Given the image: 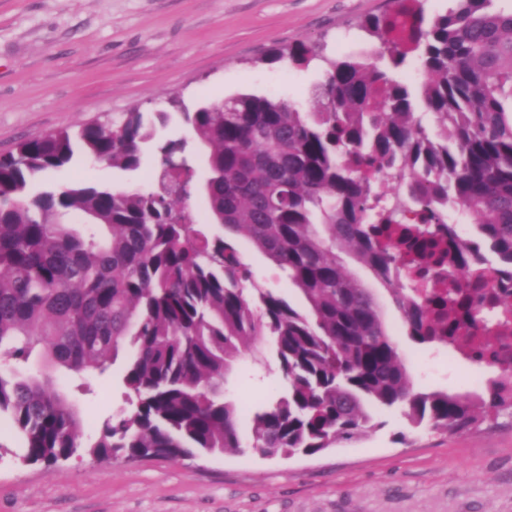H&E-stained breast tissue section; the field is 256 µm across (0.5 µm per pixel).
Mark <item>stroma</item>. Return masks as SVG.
<instances>
[{"mask_svg": "<svg viewBox=\"0 0 512 512\" xmlns=\"http://www.w3.org/2000/svg\"><path fill=\"white\" fill-rule=\"evenodd\" d=\"M390 8L389 0H0V154L97 118L164 110L174 95L191 107L247 93L311 108L323 63L270 64L268 53L300 40L323 45L330 58L369 53L373 44L355 24ZM154 166L150 151L136 171L78 155L32 190L80 179L147 190ZM240 249L258 287L301 305L278 267L248 244ZM350 269L374 293L416 390L464 393L495 378L482 363H458L446 348L415 344L381 283L359 264ZM124 364L117 358L82 379L55 373L86 438L126 408ZM279 385L275 360H239L224 396L243 409L241 436L250 434V411ZM374 417L371 435L315 455L269 458L250 448L179 462L76 455L49 470L21 464L4 415L0 512H512V416L456 434L411 429L395 410Z\"/></svg>", "mask_w": 512, "mask_h": 512, "instance_id": "1", "label": "stroma"}]
</instances>
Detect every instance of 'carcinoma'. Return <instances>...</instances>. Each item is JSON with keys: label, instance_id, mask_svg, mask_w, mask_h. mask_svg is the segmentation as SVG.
<instances>
[{"label": "carcinoma", "instance_id": "cac0c4a2", "mask_svg": "<svg viewBox=\"0 0 512 512\" xmlns=\"http://www.w3.org/2000/svg\"><path fill=\"white\" fill-rule=\"evenodd\" d=\"M427 16L420 0L357 23L380 42L373 55L329 59L307 40L276 50L293 64H326L315 111L274 95L237 94L182 112L206 149L205 210L211 235L182 206L184 193L109 190L91 182L27 195L29 184L69 165L76 149L125 171L142 164L168 112L133 110L26 140L0 156V415L12 418L21 459L52 468L78 451L98 459L181 460L241 453L314 455L376 428L366 405L399 407L414 428L468 431L512 411V388L490 381L486 396L413 389L373 294L343 256L388 287L408 337L440 345L471 328L512 325V291L492 295L488 313L471 293L512 271V11L491 0H455ZM416 90L394 71L408 58ZM432 116L431 133L422 115ZM153 180L188 166L185 138L158 146ZM388 190L379 192L377 183ZM481 239L449 249L440 238L458 211ZM77 214L83 230L66 223ZM263 253L301 295L300 311L255 286L238 241ZM499 266L471 269L474 246ZM415 265L402 283L391 277ZM130 409L83 441L69 397L22 369L38 358L75 374L105 372L120 349ZM250 352L272 354L281 391L251 417V441L224 398V379Z\"/></svg>", "mask_w": 512, "mask_h": 512}]
</instances>
